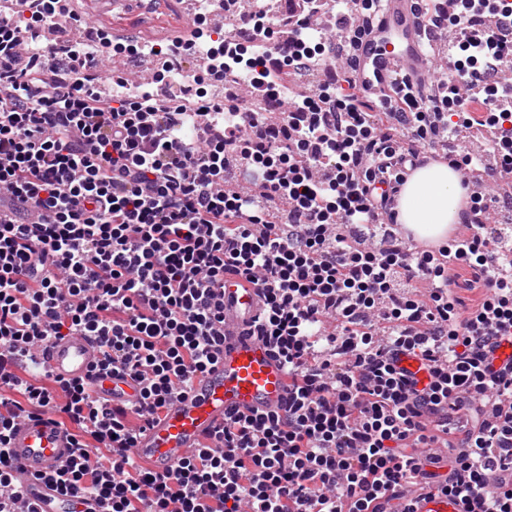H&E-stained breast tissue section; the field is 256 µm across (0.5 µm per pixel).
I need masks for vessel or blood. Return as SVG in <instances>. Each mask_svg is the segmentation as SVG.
<instances>
[{"label": "vessel or blood", "instance_id": "b4317fda", "mask_svg": "<svg viewBox=\"0 0 512 512\" xmlns=\"http://www.w3.org/2000/svg\"><path fill=\"white\" fill-rule=\"evenodd\" d=\"M375 13L372 27L351 41L349 54L362 94L383 101L392 90L428 80L431 35L419 0H375ZM220 295L224 341L215 361L137 436L132 455L151 472L166 473L193 457L223 429L225 417L277 410L288 399L290 380L282 360L247 333L261 310L257 289L229 280ZM43 353L48 370L62 381L87 377L101 359L91 336L50 341ZM95 389L114 404L139 399L138 383L127 376H103ZM11 452L32 512H110L108 505L61 495L44 481L45 473L64 466L72 454L70 436L55 416L47 413L17 421Z\"/></svg>", "mask_w": 512, "mask_h": 512}]
</instances>
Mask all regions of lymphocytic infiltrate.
I'll return each mask as SVG.
<instances>
[{
  "label": "lymphocytic infiltrate",
  "mask_w": 512,
  "mask_h": 512,
  "mask_svg": "<svg viewBox=\"0 0 512 512\" xmlns=\"http://www.w3.org/2000/svg\"><path fill=\"white\" fill-rule=\"evenodd\" d=\"M431 2L441 24L486 23L437 95L369 111L347 61L317 86L286 79L331 58V34L307 24L327 0L251 14L248 47L221 29L116 46L103 28L90 44L61 24L73 5L0 0V512H23L10 431L43 413L74 443L57 489L112 512H418L424 488L458 512H512V361L495 358L512 343V246L487 236L482 194L431 249L377 220L439 135L484 133L480 153L450 157L457 170L486 153L512 172V84L484 80L512 54L496 33L512 7ZM173 48L204 63L194 100L170 97L165 69L100 91L103 59ZM240 79L253 106L217 99ZM235 165L262 171L258 190L228 181ZM229 277L263 297L250 333L285 364L288 401L228 417L214 445L150 472L130 453L137 432L216 359ZM78 334L99 341L100 373L139 381L138 404L107 407L91 381L51 375L41 348Z\"/></svg>",
  "instance_id": "f902f5d3"
}]
</instances>
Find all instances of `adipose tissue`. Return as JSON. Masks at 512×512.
<instances>
[{
	"instance_id": "ef3b65f1",
	"label": "adipose tissue",
	"mask_w": 512,
	"mask_h": 512,
	"mask_svg": "<svg viewBox=\"0 0 512 512\" xmlns=\"http://www.w3.org/2000/svg\"><path fill=\"white\" fill-rule=\"evenodd\" d=\"M462 174L445 162H427L409 176L397 198V221L415 237L443 239L458 220Z\"/></svg>"
}]
</instances>
